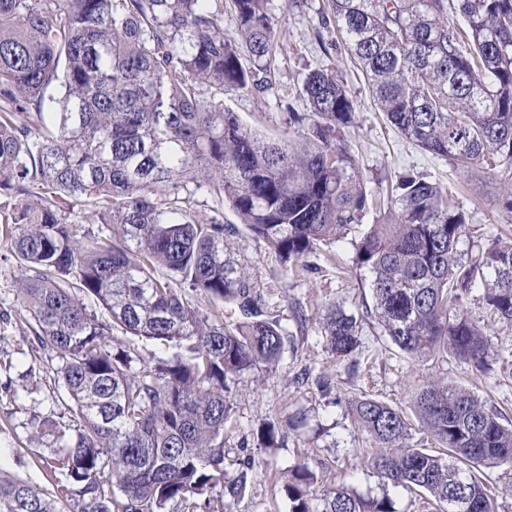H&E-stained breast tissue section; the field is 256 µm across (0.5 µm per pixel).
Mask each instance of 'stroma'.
Masks as SVG:
<instances>
[{"label":"stroma","mask_w":512,"mask_h":512,"mask_svg":"<svg viewBox=\"0 0 512 512\" xmlns=\"http://www.w3.org/2000/svg\"><path fill=\"white\" fill-rule=\"evenodd\" d=\"M283 29V49L272 89L255 95L229 91L224 104L242 120L266 134L288 130L289 112L305 111L298 89L312 70L333 66L351 92L355 126L350 141L370 190L385 193L391 180L411 173L440 181L452 192L451 202L469 217L459 246L462 257L496 243L512 246V213L500 204L501 192L512 181V165L498 162L477 166L473 175L454 170L447 160L420 151L401 137L374 103L362 72L345 52L325 53L323 41L336 39L335 28L323 27L326 0H304L289 7L272 0ZM225 223L232 252L241 254L253 270L260 292L291 332L276 371L245 379L234 412L224 424V471L234 479L251 458L266 467L232 512H288L282 492L291 469L304 463L315 473V497L345 486L363 496L380 494L377 477L367 465L369 440L355 427L349 404L369 395L410 413L416 392L431 378L445 377L476 389L489 405L512 417V323L495 318L486 308L482 289L461 300L464 312L484 329L489 371L472 376L468 365L434 353L416 361L391 345L370 309L369 273H356L350 239L326 244L309 255L296 273L283 274L276 256L251 238L232 211ZM16 259L0 249V468L47 487L54 449L52 432L37 433L36 420H64V390L53 381L58 365L53 352L40 347L18 299ZM365 312L361 344L348 359L337 360L320 332L332 306ZM284 422L279 447L258 448L256 433L263 420Z\"/></svg>","instance_id":"obj_1"}]
</instances>
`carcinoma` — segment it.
Segmentation results:
<instances>
[{
  "instance_id": "obj_1",
  "label": "carcinoma",
  "mask_w": 512,
  "mask_h": 512,
  "mask_svg": "<svg viewBox=\"0 0 512 512\" xmlns=\"http://www.w3.org/2000/svg\"><path fill=\"white\" fill-rule=\"evenodd\" d=\"M236 35H224V2ZM271 0H0V244L17 259L20 299L37 342L80 419L55 430L51 488L0 469V512H61L75 485L86 512H198L216 488L236 501L261 474L250 460L224 477V423L245 378L277 368L288 328L268 311L247 264L228 250L220 211L200 218L205 192L263 241L283 271L364 223L374 208L347 138L356 106L329 68L309 73L291 136H261L224 108V92L263 93L282 50ZM460 16L468 46L448 24ZM325 21L362 69L393 129L465 172L512 163V0H328ZM106 231L83 240L65 217ZM376 209V208H374ZM353 243L371 274L383 333L416 360L431 352L483 369L482 329L460 310L481 284L512 322V247L460 257L467 215L448 189L399 176ZM91 299L104 311H88ZM238 309L224 322V306ZM363 313L332 307L321 334L337 358L360 344ZM159 344L143 359L114 332ZM414 410L445 448L408 445L403 413L364 397L358 428L385 452L380 484L416 489L442 512H496L477 474L512 464V426L475 392L433 379ZM280 423L257 429L279 444ZM315 476L296 465L289 512H395L388 492L340 488L313 507Z\"/></svg>"
}]
</instances>
